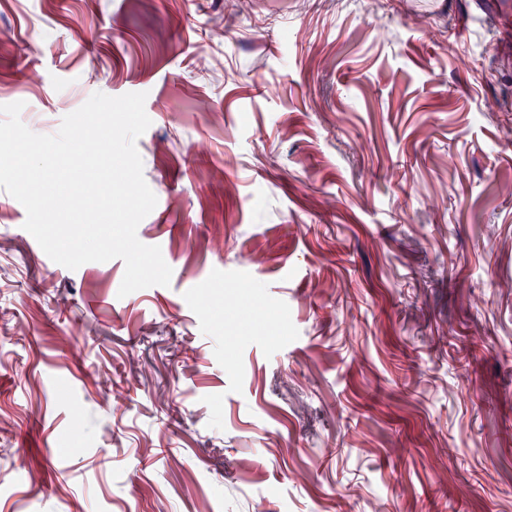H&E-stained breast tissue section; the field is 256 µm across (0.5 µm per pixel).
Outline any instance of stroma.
Here are the masks:
<instances>
[{"mask_svg":"<svg viewBox=\"0 0 512 512\" xmlns=\"http://www.w3.org/2000/svg\"><path fill=\"white\" fill-rule=\"evenodd\" d=\"M479 2L0 0L33 132L146 93L173 270L119 297L0 187V512H512V5Z\"/></svg>","mask_w":512,"mask_h":512,"instance_id":"1","label":"stroma"}]
</instances>
